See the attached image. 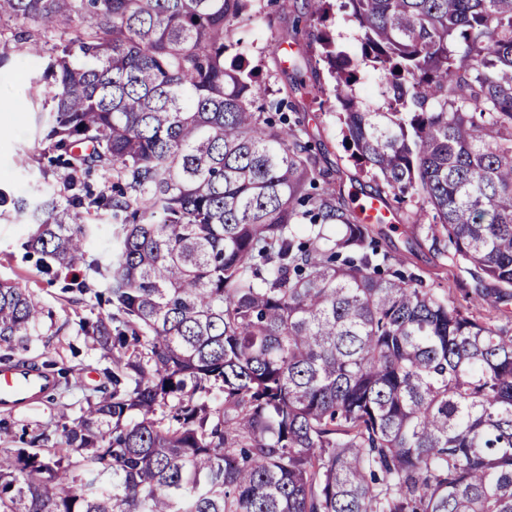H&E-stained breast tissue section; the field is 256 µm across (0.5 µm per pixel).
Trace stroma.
<instances>
[{
  "instance_id": "35a3bbf8",
  "label": "stroma",
  "mask_w": 512,
  "mask_h": 512,
  "mask_svg": "<svg viewBox=\"0 0 512 512\" xmlns=\"http://www.w3.org/2000/svg\"><path fill=\"white\" fill-rule=\"evenodd\" d=\"M304 0H291L289 10H281L274 0H255L253 17L239 24L237 36L241 50L256 69V82L263 88H280L291 82L297 68L303 67V50L316 32ZM8 59L0 65V190L14 196L35 198L39 190L59 187L62 171L42 155L46 144L43 129L36 123L38 111L46 108L49 87L40 93L30 91L32 77L42 73L45 61L28 56L20 44L6 46ZM305 122L320 152L322 168L350 207H358L373 196L375 185L359 177L342 142L341 125L335 101L318 106L307 104ZM390 221L382 227V243L400 257L407 272L414 274L424 288L440 296L452 295L456 303L470 304L475 280L453 260L447 246L433 244L426 227L413 226L408 219L420 209L419 199L388 198ZM93 224L88 241L89 257L95 267H81L76 276H55L39 272L36 255L27 253V219L11 207H0V281L26 289L45 310L34 336L17 351L19 357L39 363L47 359L75 368L70 385L61 387L54 400H42L15 410L0 408V419H7L9 437H0V448H17L23 433L46 425L60 424L62 417L77 418L89 389L100 382L108 361L79 328L80 318L90 312L111 313L108 304L89 308L76 290L87 283L105 292L108 282L96 271L112 260L114 220L108 209L86 214ZM477 316L488 315L489 306H471Z\"/></svg>"
}]
</instances>
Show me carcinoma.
<instances>
[{
    "label": "carcinoma",
    "instance_id": "1",
    "mask_svg": "<svg viewBox=\"0 0 512 512\" xmlns=\"http://www.w3.org/2000/svg\"><path fill=\"white\" fill-rule=\"evenodd\" d=\"M338 2L359 48L324 32L311 56L351 158L376 196L422 198L473 302L512 299V0ZM252 8L0 0V35L46 58L32 85L53 86L44 140L68 171L64 196L0 204L47 274L86 262L82 211L119 220L112 312L80 321L110 365L73 425L0 453V512H512V325L390 270L283 115L326 94L317 68L255 106ZM41 319L0 282V363ZM359 90L365 102L372 108L382 105L378 96V87L381 83L380 74L369 69H364L359 76Z\"/></svg>",
    "mask_w": 512,
    "mask_h": 512
}]
</instances>
